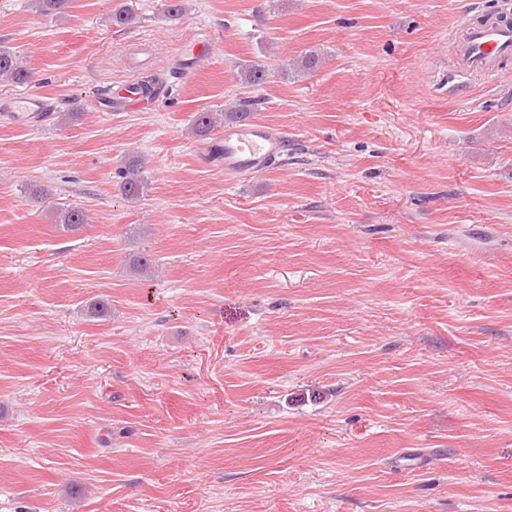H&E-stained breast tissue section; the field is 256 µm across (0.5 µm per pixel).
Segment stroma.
<instances>
[{
	"mask_svg": "<svg viewBox=\"0 0 512 512\" xmlns=\"http://www.w3.org/2000/svg\"><path fill=\"white\" fill-rule=\"evenodd\" d=\"M184 4L0 0L50 102L0 123V512H512V60L448 79L512 0ZM238 101L285 147L229 177L190 127ZM180 50L181 63L183 64L181 69L183 72H187L194 60L206 53L208 43L197 37V33L194 32L183 40ZM143 162L138 158H133L122 174V193L127 200H139L147 187L144 178L141 176Z\"/></svg>",
	"mask_w": 512,
	"mask_h": 512,
	"instance_id": "1",
	"label": "stroma"
}]
</instances>
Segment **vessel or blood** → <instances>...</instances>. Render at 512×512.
Segmentation results:
<instances>
[{"label": "vessel or blood", "mask_w": 512, "mask_h": 512, "mask_svg": "<svg viewBox=\"0 0 512 512\" xmlns=\"http://www.w3.org/2000/svg\"><path fill=\"white\" fill-rule=\"evenodd\" d=\"M207 42L188 35L180 46L183 66L206 53ZM464 75L492 74L512 59V24L486 21L466 25L454 45ZM50 107L43 95L23 92L0 99V117L16 124L35 122ZM280 137L259 122L246 120L226 129L207 147L209 162L222 165L225 175L247 176L261 171L282 152Z\"/></svg>", "instance_id": "1"}]
</instances>
